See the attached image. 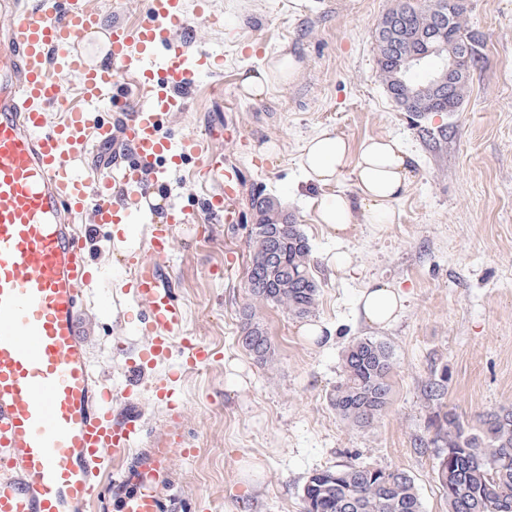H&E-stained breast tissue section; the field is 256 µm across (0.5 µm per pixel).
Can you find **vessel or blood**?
I'll list each match as a JSON object with an SVG mask.
<instances>
[{"label":"vessel or blood","mask_w":512,"mask_h":512,"mask_svg":"<svg viewBox=\"0 0 512 512\" xmlns=\"http://www.w3.org/2000/svg\"><path fill=\"white\" fill-rule=\"evenodd\" d=\"M148 10L150 20L139 29L113 24L108 59L97 65L82 50L99 26L96 14L73 4L60 9L57 0H41L33 11L0 0V11L11 16L0 34V512H88L92 501L114 497L120 512L182 509L179 496L164 499L155 490L172 449L191 453L177 420L134 466L100 479L106 457L129 452L144 427L138 412L112 411V394L93 368L81 326L92 273L87 239L73 222L83 212L98 225L144 222L140 202L149 201L167 166L192 155L209 187L210 215L238 221L231 202L237 171L225 170L196 140L176 142L160 133L162 114L182 110L178 91L196 72L171 41L172 30L183 25L179 0H148ZM159 42L167 53L144 72V103L124 114L119 128L67 109L54 72H78L84 98L101 107L118 75L135 60L155 58ZM52 108L64 117L51 127ZM117 132L131 149L120 180L133 199L129 205L115 202L110 167L101 168L92 186L72 167L86 153L89 135L105 144ZM188 221L170 201L166 223L152 225L148 254L128 282L148 337L139 362L128 365L130 385H137L143 365L174 351L187 370L216 359L213 349L184 333L185 310L170 274L169 227Z\"/></svg>","instance_id":"vessel-or-blood-1"}]
</instances>
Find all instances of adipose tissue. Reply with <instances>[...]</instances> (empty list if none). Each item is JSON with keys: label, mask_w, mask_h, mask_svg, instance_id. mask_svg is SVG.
Here are the masks:
<instances>
[{"label": "adipose tissue", "mask_w": 512, "mask_h": 512, "mask_svg": "<svg viewBox=\"0 0 512 512\" xmlns=\"http://www.w3.org/2000/svg\"><path fill=\"white\" fill-rule=\"evenodd\" d=\"M300 65L292 54L283 52L269 59L266 66L241 74L240 88L250 98L261 97L279 82L294 79ZM300 167L306 181L323 187L316 206L317 223L336 233H346L355 215L368 224H390L395 220V203L413 179V158L394 138H368L352 144L335 129L326 128L302 147ZM355 180L356 196L340 191L344 174ZM400 288L387 282L372 281L362 290L360 311L365 321L382 328L393 322L403 309Z\"/></svg>", "instance_id": "adipose-tissue-1"}]
</instances>
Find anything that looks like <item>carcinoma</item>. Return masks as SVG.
<instances>
[{"label": "carcinoma", "instance_id": "cac0c4a2", "mask_svg": "<svg viewBox=\"0 0 512 512\" xmlns=\"http://www.w3.org/2000/svg\"><path fill=\"white\" fill-rule=\"evenodd\" d=\"M466 7L459 6L447 24L448 49L466 47V68L450 88V96L461 103L467 88L469 67L475 61L478 41L466 29ZM403 36L394 54L376 44L378 64L386 86L399 104L423 114L443 107L444 101L429 91L428 74L408 76L397 59L425 51L423 42L441 28L433 0H406L402 11ZM255 224L247 238L250 257L264 259L270 235L278 239L274 264L247 275L249 295L277 304L298 318L315 310L319 284L314 277L311 247L296 225L288 223L277 202L270 197L252 203ZM238 342L260 362L271 357L272 345L265 330L243 313ZM394 363L390 347L372 337L354 339L343 355V370L329 396L337 414L353 427L371 426L387 408ZM446 378L429 380L426 396L435 404L430 421V444L436 460L451 453L454 463L436 465L434 480L443 491L448 512H512V408H501L480 416L470 425L445 404ZM304 512H423L414 479L400 469L344 463L311 474L302 488Z\"/></svg>", "mask_w": 512, "mask_h": 512}]
</instances>
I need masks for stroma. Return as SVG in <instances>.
Instances as JSON below:
<instances>
[{
	"mask_svg": "<svg viewBox=\"0 0 512 512\" xmlns=\"http://www.w3.org/2000/svg\"><path fill=\"white\" fill-rule=\"evenodd\" d=\"M186 31L172 38L199 68L182 89L185 108L165 115L162 135L203 138L208 127L238 125L241 141H213L224 164L238 168L236 224L210 221L195 176L197 158L169 168L162 182L190 214L173 228L169 265L186 311L185 331L220 353L219 360L182 370L177 356L148 366L127 389V362L147 341L139 308L125 292L128 267L144 257L149 223L95 228L86 254L94 278L83 313L95 367L117 409L142 412L145 440L159 437L171 414L194 447L173 454L161 485L178 494L183 512H303L310 474L345 462L399 468L415 481L424 512H448L433 479V450L419 440L432 403L427 382L446 375L448 405L469 423L512 407V0H466V24L480 47L457 111L415 116L389 96L377 64L375 30L395 0H179ZM103 28L136 29L148 21L147 0H77ZM292 53L302 72L273 85L260 100L239 93V73L278 52ZM63 95L89 110L74 72L60 74ZM139 70L118 76L113 110H89L98 122L118 121L140 101ZM325 127L352 144L400 138L417 164L391 224L356 221L344 241L316 223L322 191L305 183L298 159L304 142ZM277 200L307 236L320 285L311 316L317 336L298 332L300 318L280 306L252 302L246 288L247 232L257 196ZM354 270H336V251ZM382 280L401 288L398 320L374 328L357 314L362 288ZM252 311L272 343L261 363L238 343L244 311ZM386 343L392 353L390 403L366 428L348 425L329 402L342 355L354 338ZM168 380L177 412L151 388Z\"/></svg>",
	"mask_w": 512,
	"mask_h": 512,
	"instance_id": "1",
	"label": "stroma"
}]
</instances>
